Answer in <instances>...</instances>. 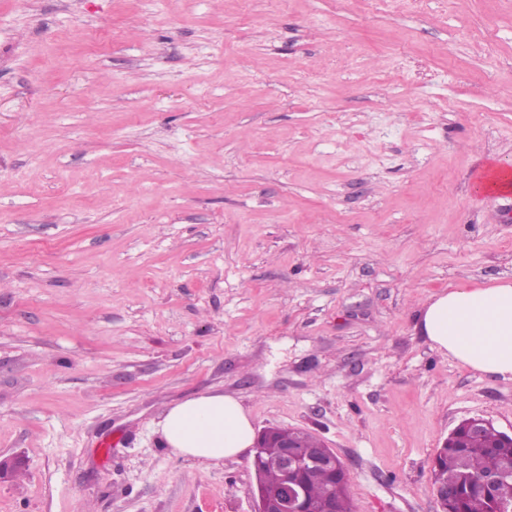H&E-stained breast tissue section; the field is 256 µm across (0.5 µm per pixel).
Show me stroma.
I'll return each mask as SVG.
<instances>
[{"label": "stroma", "instance_id": "35a3bbf8", "mask_svg": "<svg viewBox=\"0 0 512 512\" xmlns=\"http://www.w3.org/2000/svg\"><path fill=\"white\" fill-rule=\"evenodd\" d=\"M512 0H0V512H254L251 454H173L206 393L442 512L512 379L414 329L512 279ZM486 173L482 179L475 183V190L479 193L488 191H507L512 188L511 170L507 167L495 165L483 170L480 174Z\"/></svg>", "mask_w": 512, "mask_h": 512}]
</instances>
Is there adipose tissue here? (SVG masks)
Listing matches in <instances>:
<instances>
[{"label":"adipose tissue","instance_id":"ef3b65f1","mask_svg":"<svg viewBox=\"0 0 512 512\" xmlns=\"http://www.w3.org/2000/svg\"><path fill=\"white\" fill-rule=\"evenodd\" d=\"M415 329L432 348L472 370L512 378V280L457 285L427 297ZM158 427L174 454L202 462L240 456L255 442L249 413L239 399L224 393L199 394L171 405Z\"/></svg>","mask_w":512,"mask_h":512}]
</instances>
